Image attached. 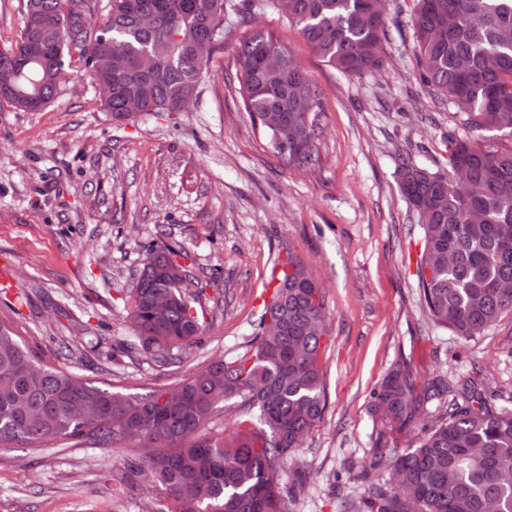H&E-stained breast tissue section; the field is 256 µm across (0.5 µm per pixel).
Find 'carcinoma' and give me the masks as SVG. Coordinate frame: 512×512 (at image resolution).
Here are the masks:
<instances>
[{
    "label": "carcinoma",
    "mask_w": 512,
    "mask_h": 512,
    "mask_svg": "<svg viewBox=\"0 0 512 512\" xmlns=\"http://www.w3.org/2000/svg\"><path fill=\"white\" fill-rule=\"evenodd\" d=\"M20 39L0 50V69L15 73L0 98L22 112L52 104L69 82L72 60L84 66L104 111L128 121L140 112H181L196 96L205 66L224 47L232 0H108L95 24L92 0H23ZM391 17L381 0H271L328 66L351 75L383 67V43L403 26L412 31L419 79L448 117L467 131L447 140V167L432 169L405 151L395 173L414 223L423 230L418 286L439 328L469 338L512 313V0H412ZM149 57L153 67L141 62ZM238 94L270 147L288 167L319 163L322 133L318 85L275 35L252 26L236 50ZM288 150L275 147L278 136ZM465 165L472 186L457 184ZM187 253L162 239L150 244L123 299L134 320L118 351H144L160 366L182 362L204 335L205 312L186 292L203 291L205 271L184 265ZM270 300L263 301L252 339L229 358L141 396L82 382L43 363L0 322V444L39 447L86 440L127 449L123 477L145 473L161 487L158 512H285L294 490L279 472L325 409L321 341L324 296L315 276L288 252ZM168 297L164 307L154 304ZM468 383L437 378L419 385L406 365L374 392L383 417L413 419L435 402V424L412 447L386 456L388 477L362 475L358 512H512V412L470 408ZM98 402L94 419L84 402ZM229 403L259 425L232 435L208 430L213 409ZM159 439L156 457L138 447Z\"/></svg>",
    "instance_id": "cac0c4a2"
}]
</instances>
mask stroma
Wrapping results in <instances>:
<instances>
[{"label":"stroma","instance_id":"obj_1","mask_svg":"<svg viewBox=\"0 0 512 512\" xmlns=\"http://www.w3.org/2000/svg\"><path fill=\"white\" fill-rule=\"evenodd\" d=\"M255 16L321 90L319 166H285L229 87L246 31L234 15L184 111L113 121L77 67L40 111L0 100V265L14 272L0 288V321L44 363L140 396L244 346L277 256L294 252L324 290L329 328L325 411L280 473L296 486L285 508L347 512L362 471L403 452L438 415L430 405L401 425L372 413V393L396 364L407 363L420 384L438 376L469 383L487 408L512 411V313L466 339L434 326L424 310L422 231L399 190L396 157L405 149L444 166L448 134L465 131L417 81L412 42L393 39L380 72L347 76L276 10ZM161 224L214 277L200 295L203 342L164 369L143 353L112 358L132 333L122 292ZM63 340L90 342L86 360H62ZM122 456L73 440L0 447V512H150L163 497L152 482L138 477L113 489Z\"/></svg>","mask_w":512,"mask_h":512}]
</instances>
